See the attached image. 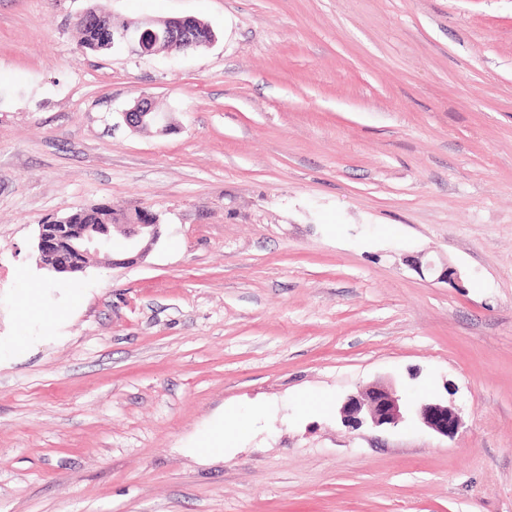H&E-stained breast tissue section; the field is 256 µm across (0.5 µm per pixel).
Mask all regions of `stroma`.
I'll use <instances>...</instances> for the list:
<instances>
[{
    "mask_svg": "<svg viewBox=\"0 0 512 512\" xmlns=\"http://www.w3.org/2000/svg\"><path fill=\"white\" fill-rule=\"evenodd\" d=\"M92 8L215 39L88 51ZM103 202L160 239L53 278ZM376 383L457 436L342 424ZM0 512H512V0H0ZM151 119L154 124L159 128L161 132H168L171 129L170 124L167 122L166 116L160 115L153 111L150 105L140 100L132 109L124 113V121L126 125L132 129L140 127V121L143 120L147 115L151 114ZM139 213L134 216L101 203L38 224L36 249L40 266L60 276H68L83 272L89 256L100 252H104L115 267L136 262L160 237V224L155 213L146 210H139ZM65 215L71 224L66 222ZM115 224H121L129 242L127 254L122 258H114L112 252ZM224 426L221 421L215 422L201 438L195 453L199 456L209 457L224 454Z\"/></svg>",
    "mask_w": 512,
    "mask_h": 512,
    "instance_id": "35a3bbf8",
    "label": "stroma"
}]
</instances>
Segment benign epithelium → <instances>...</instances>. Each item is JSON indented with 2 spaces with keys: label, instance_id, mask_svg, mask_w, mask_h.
<instances>
[{
  "label": "benign epithelium",
  "instance_id": "benign-epithelium-1",
  "mask_svg": "<svg viewBox=\"0 0 512 512\" xmlns=\"http://www.w3.org/2000/svg\"><path fill=\"white\" fill-rule=\"evenodd\" d=\"M112 40L144 56L153 54L154 46L160 43H197L192 30L172 19L159 23L154 20L130 22L112 33ZM148 115L160 131H170L167 118L142 101L124 113V121L128 127L137 129ZM140 216L141 219L133 224L121 225L128 241L126 256L122 258L113 257L112 225L69 224L62 216L52 217L39 224L36 249L40 266L60 276H68L84 271L89 256L100 252L105 253L115 267L132 264L160 237V224L155 213L142 210ZM339 413L342 422L352 428L366 423L375 427H396L415 418L433 433L447 439L455 437L461 426V416L454 405L431 398L409 406L401 401L395 390L380 384L348 396Z\"/></svg>",
  "mask_w": 512,
  "mask_h": 512
}]
</instances>
